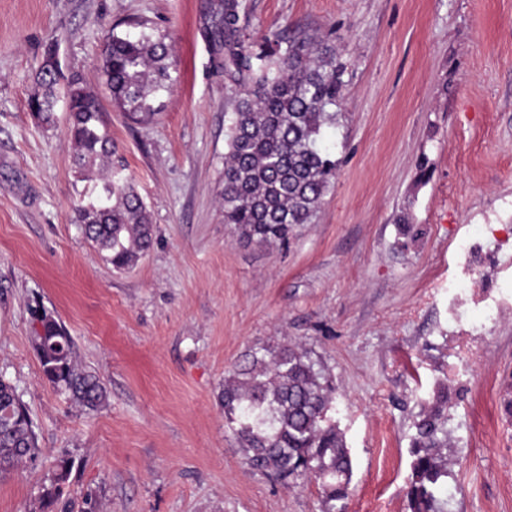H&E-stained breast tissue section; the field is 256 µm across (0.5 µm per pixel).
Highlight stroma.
<instances>
[{
	"label": "stroma",
	"mask_w": 512,
	"mask_h": 512,
	"mask_svg": "<svg viewBox=\"0 0 512 512\" xmlns=\"http://www.w3.org/2000/svg\"><path fill=\"white\" fill-rule=\"evenodd\" d=\"M242 3L249 34L303 30L347 64L325 133L336 179L285 248L245 243L224 221L229 103L203 0H0V375L41 450L0 480V512H39L63 461L53 512H327L317 482L250 470L224 422L227 371L289 343L336 385L346 512H407L413 423L441 382L448 512H512V0ZM133 20L172 50V88L145 121L115 106L102 69L107 37ZM51 46L94 96L150 212L154 245L128 270L74 220L103 168L75 169L66 102L49 128L28 107ZM403 215L421 236L401 234ZM487 225L498 249L470 266L456 243ZM41 313L104 383L99 410L46 379ZM69 474L70 471L67 463L61 462L52 477L50 488L44 489L39 497L40 503L44 508L49 509L60 496L62 485L68 481Z\"/></svg>",
	"instance_id": "stroma-1"
}]
</instances>
